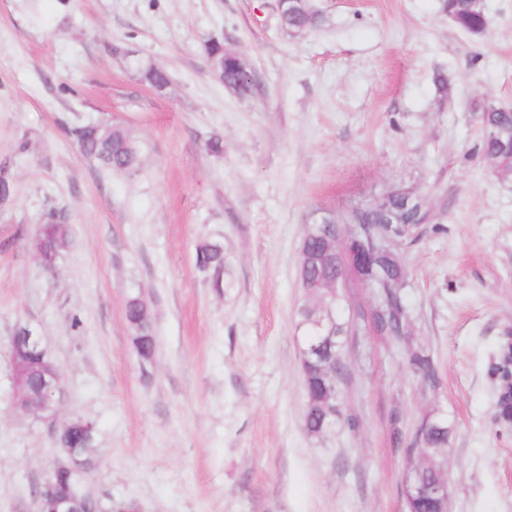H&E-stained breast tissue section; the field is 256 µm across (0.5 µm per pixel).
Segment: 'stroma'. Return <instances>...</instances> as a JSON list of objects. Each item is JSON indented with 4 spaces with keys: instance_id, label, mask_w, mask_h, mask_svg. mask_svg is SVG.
Instances as JSON below:
<instances>
[{
    "instance_id": "35a3bbf8",
    "label": "stroma",
    "mask_w": 512,
    "mask_h": 512,
    "mask_svg": "<svg viewBox=\"0 0 512 512\" xmlns=\"http://www.w3.org/2000/svg\"><path fill=\"white\" fill-rule=\"evenodd\" d=\"M484 5L475 35L441 0H315L321 23L295 33L277 0H0V512H37L64 458L53 423L16 408L22 326L60 372V419L95 428L81 488L112 512H405L395 411L451 424L449 512H512V430L492 420L487 374L512 330V176L483 161L479 121L512 106V0ZM211 40L254 71V94L213 77ZM104 121L142 140L138 171L80 154L69 128ZM399 184L432 214L403 254L404 293L439 382L362 333L345 385L356 428L308 436L301 239L316 212ZM52 208L70 246L47 269L31 240ZM205 242L224 249V287L196 263ZM134 293L148 359L125 318ZM126 321L133 332L134 345L143 358H150L155 349L151 315L140 294L129 297L125 308Z\"/></svg>"
}]
</instances>
